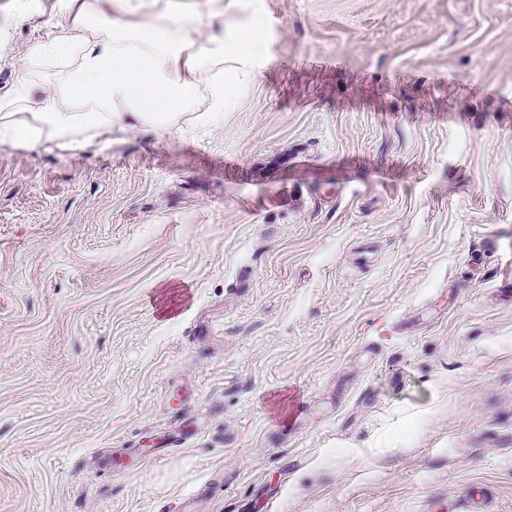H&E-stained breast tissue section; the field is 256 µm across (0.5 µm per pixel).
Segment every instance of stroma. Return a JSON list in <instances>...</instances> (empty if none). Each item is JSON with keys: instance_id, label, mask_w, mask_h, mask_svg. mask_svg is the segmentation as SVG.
<instances>
[{"instance_id": "stroma-1", "label": "stroma", "mask_w": 512, "mask_h": 512, "mask_svg": "<svg viewBox=\"0 0 512 512\" xmlns=\"http://www.w3.org/2000/svg\"><path fill=\"white\" fill-rule=\"evenodd\" d=\"M264 8L222 129L0 146V512H512V0Z\"/></svg>"}]
</instances>
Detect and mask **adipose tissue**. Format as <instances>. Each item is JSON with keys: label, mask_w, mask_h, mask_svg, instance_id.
Listing matches in <instances>:
<instances>
[{"label": "adipose tissue", "mask_w": 512, "mask_h": 512, "mask_svg": "<svg viewBox=\"0 0 512 512\" xmlns=\"http://www.w3.org/2000/svg\"><path fill=\"white\" fill-rule=\"evenodd\" d=\"M266 43L258 0H56L0 93V145L73 153L132 129L215 130Z\"/></svg>", "instance_id": "ef3b65f1"}]
</instances>
